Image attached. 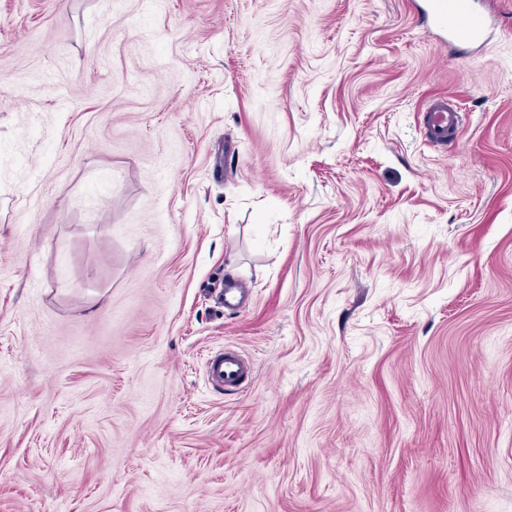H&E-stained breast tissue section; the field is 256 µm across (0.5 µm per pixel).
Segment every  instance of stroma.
Wrapping results in <instances>:
<instances>
[{
	"label": "stroma",
	"instance_id": "obj_1",
	"mask_svg": "<svg viewBox=\"0 0 512 512\" xmlns=\"http://www.w3.org/2000/svg\"><path fill=\"white\" fill-rule=\"evenodd\" d=\"M418 2L0 0V512H512V0ZM427 15L435 27L448 34L451 42L477 46L485 41L488 18L472 8L471 0H429ZM458 112L444 97L434 101L425 116V135L432 143H439L448 137V127L458 125ZM206 372L212 385L229 391H243L252 381L254 366L237 349L224 347L210 355Z\"/></svg>",
	"mask_w": 512,
	"mask_h": 512
}]
</instances>
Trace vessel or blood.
Listing matches in <instances>:
<instances>
[{
	"instance_id": "obj_1",
	"label": "vessel or blood",
	"mask_w": 512,
	"mask_h": 512,
	"mask_svg": "<svg viewBox=\"0 0 512 512\" xmlns=\"http://www.w3.org/2000/svg\"><path fill=\"white\" fill-rule=\"evenodd\" d=\"M427 15L435 27L447 33L451 42L477 46L485 41L488 19L472 8L471 0H428ZM458 120L456 109L447 99L436 100L425 116V135L431 142H441L447 138L449 128L457 126ZM206 372L212 385L241 391L250 385L254 366L240 351L227 347L210 355Z\"/></svg>"
}]
</instances>
